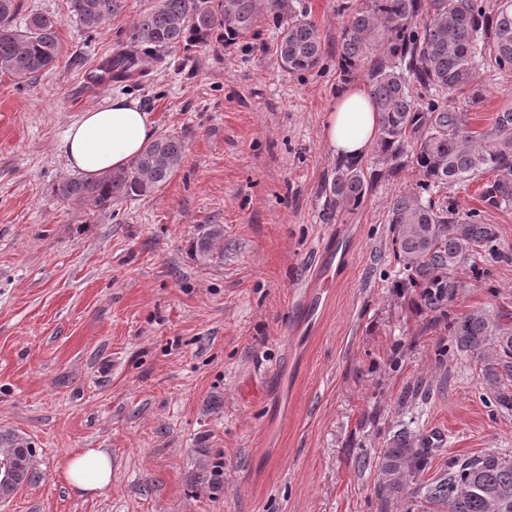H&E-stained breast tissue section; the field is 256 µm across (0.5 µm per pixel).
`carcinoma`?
<instances>
[{
  "label": "carcinoma",
  "instance_id": "obj_1",
  "mask_svg": "<svg viewBox=\"0 0 512 512\" xmlns=\"http://www.w3.org/2000/svg\"><path fill=\"white\" fill-rule=\"evenodd\" d=\"M70 12L88 32L100 28L122 7V0H69ZM21 0H0V71L24 82L56 66L63 53L58 21L32 13L16 23ZM348 10L338 50L341 80L366 77L379 115L375 151L389 172L410 158L418 181L388 203L392 251L404 277L395 287L416 296L430 321L447 324L451 346L479 370L494 403L512 410V315L477 309L454 316L449 306L466 287L458 270L472 279L493 280L478 263L497 250L499 232L478 212L459 215L440 192L461 181L497 172L484 199L498 207L512 204V108L497 113L481 132L467 113L448 107V97L467 92L482 98L478 65L512 69V0L486 11L483 0H357ZM276 21V53L290 73L315 70L324 57L322 35L302 0H155L134 26L133 49L119 55L117 76L131 75L143 60L155 61L180 45L204 44L214 34L232 43L250 34L263 17ZM186 154L181 138L162 133L125 170L97 180L68 178L58 194L90 214L107 212L124 200L148 197L180 167ZM362 163L339 160L325 187L332 207H357L366 193ZM222 229L211 226L196 241L211 252ZM28 443L0 433V458L25 461ZM429 459L417 434H393L376 458L375 493L381 512L402 498L425 512H512V457L495 452L453 459L448 470L422 479Z\"/></svg>",
  "mask_w": 512,
  "mask_h": 512
}]
</instances>
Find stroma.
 <instances>
[{
    "label": "stroma",
    "mask_w": 512,
    "mask_h": 512,
    "mask_svg": "<svg viewBox=\"0 0 512 512\" xmlns=\"http://www.w3.org/2000/svg\"><path fill=\"white\" fill-rule=\"evenodd\" d=\"M152 2L123 0L89 33L69 0H23L58 20L64 55L29 83L0 73V433L32 443L39 475L0 512H378L376 470L360 462L403 427L434 474L460 455L511 457L512 411L483 398L476 363L394 288L387 207L416 182L412 163L388 175L369 152L377 178L360 206L327 207L341 0H304L324 43L314 71L281 68L268 17L236 43L215 36L96 82ZM478 73L479 103L448 102L480 131L512 107V71ZM116 94L180 136L185 160L150 197L89 215L58 194L72 175L60 143ZM494 178L446 191L499 231L484 258L495 286L459 271L457 316L512 313V205L481 198ZM211 224L223 235L196 255ZM76 448L111 454L109 488L79 496L57 481Z\"/></svg>",
    "instance_id": "obj_1"
}]
</instances>
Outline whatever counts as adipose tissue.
Segmentation results:
<instances>
[{
  "mask_svg": "<svg viewBox=\"0 0 512 512\" xmlns=\"http://www.w3.org/2000/svg\"><path fill=\"white\" fill-rule=\"evenodd\" d=\"M378 132V115L363 83L346 85L326 117L324 139L335 156L362 159ZM156 133L152 112L123 95L88 109L66 130L60 149L70 168L97 179L129 167ZM75 492L95 493L112 483V458L100 448L69 455L56 474Z\"/></svg>",
  "mask_w": 512,
  "mask_h": 512,
  "instance_id": "ef3b65f1",
  "label": "adipose tissue"
}]
</instances>
